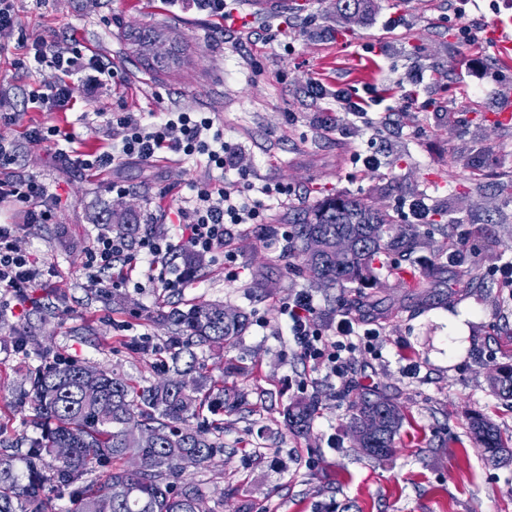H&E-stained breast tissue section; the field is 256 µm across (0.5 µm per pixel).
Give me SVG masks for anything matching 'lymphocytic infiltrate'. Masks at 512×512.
Returning a JSON list of instances; mask_svg holds the SVG:
<instances>
[{"mask_svg": "<svg viewBox=\"0 0 512 512\" xmlns=\"http://www.w3.org/2000/svg\"><path fill=\"white\" fill-rule=\"evenodd\" d=\"M22 48L28 69L47 68L56 73L54 79L44 81L28 97L29 102L46 112L69 109L76 83H103L113 74L111 63L100 56L68 57L47 40L26 42ZM96 116L104 125L115 127L117 144L71 157L59 149L54 153L55 159H70L73 166L83 170L106 171L123 160L153 161L164 150L185 158L203 156L211 166L228 167L243 175L250 171L248 156L225 142L223 128L210 113L118 115L100 109ZM59 134V129L32 125L25 130L23 141L0 137V203H14L23 213L22 224H0V296L14 298L20 307L33 305L32 293L43 285L42 271L52 265L49 257L19 246L20 231L35 224L54 223L61 197L34 177L16 172L14 164L21 144L47 147ZM263 193L259 199L221 185L196 184L187 206L175 211L172 233L154 231L134 243L123 237L98 234L84 256L83 268L96 285L112 288L116 285L113 270L117 262L129 264L140 255L145 262L142 275L147 281L160 282L170 291L185 288L195 275L179 265L180 255L217 253L224 248L233 226L262 223L268 199L287 198L290 190L287 184L277 183L264 187ZM281 313L282 328L291 337L301 360L328 380L344 379L349 357L372 349L379 335L378 330L362 327L343 312L337 313L333 332H325L315 317L311 295L304 291L289 297Z\"/></svg>", "mask_w": 512, "mask_h": 512, "instance_id": "f902f5d3", "label": "lymphocytic infiltrate"}]
</instances>
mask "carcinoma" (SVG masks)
<instances>
[{
	"instance_id": "cac0c4a2",
	"label": "carcinoma",
	"mask_w": 512,
	"mask_h": 512,
	"mask_svg": "<svg viewBox=\"0 0 512 512\" xmlns=\"http://www.w3.org/2000/svg\"><path fill=\"white\" fill-rule=\"evenodd\" d=\"M374 0H336L340 12L358 15ZM167 40L154 26L127 34L132 53L154 70L170 68L174 58L158 52ZM288 225V258L302 260L300 271L318 289L373 288L380 279L381 257L417 265L407 287L427 297L448 287V266L440 262L444 244L428 238L419 224H398L364 198L328 195L307 208L282 217ZM342 238L352 247L336 256ZM154 321L169 326V378L145 385L120 371L88 370L67 363L36 370L31 389L30 425L38 436L28 439L26 473L15 472L12 455L0 452V512H213L201 488L184 477L182 461L191 457L204 467L224 453L222 423L192 428L188 420L221 409L231 413L246 405L203 372L199 353L233 345L248 329V315L219 302L198 301L158 311ZM492 390L512 400V364L490 376ZM350 432L359 453L378 462L391 459L405 414L392 396L379 389L353 394ZM315 400H299L283 411L291 432L307 433L318 413ZM469 432L494 465L512 462V448L485 416L470 417ZM68 448L61 458L56 449ZM106 468L93 476L100 468ZM52 482L62 504L49 507L45 487Z\"/></svg>"
}]
</instances>
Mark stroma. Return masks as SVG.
I'll return each instance as SVG.
<instances>
[{
	"label": "stroma",
	"mask_w": 512,
	"mask_h": 512,
	"mask_svg": "<svg viewBox=\"0 0 512 512\" xmlns=\"http://www.w3.org/2000/svg\"><path fill=\"white\" fill-rule=\"evenodd\" d=\"M15 37L0 50V113L16 117L6 133L20 139L39 123L71 134L73 147L99 151L112 130L107 112H209L224 139L249 155V175L228 169L226 186L260 196L266 185L291 186L288 202L272 206L275 223L288 207L346 191L376 206L402 211L425 197L435 240L470 243V279L421 304L405 288L409 263L384 273L364 321L380 332L371 352L355 358L350 387L297 384L309 370L279 328L281 307L298 289L312 290L280 245L258 224L232 229L226 248L235 277L205 258L198 287L180 294L161 284L137 288L139 269L124 268L123 305L82 270L98 233L112 232L109 210L135 212L141 229L164 226V212L181 206L197 182L212 179L205 158L169 155L151 163L123 161L105 172L80 171L42 147L22 146L18 165L65 197L54 223L22 234V247L48 255L54 273L36 289L22 318L0 312V437L23 453L35 431L30 376L43 360L63 356L103 370L120 369L153 384L164 379L170 332L152 319L168 302L219 301L244 309L251 324L239 342L203 357L225 377L230 363L249 366L246 378L225 377L244 390L246 408L224 414V452L209 467L188 469L215 512H512V465L488 463L471 441L469 416L480 412L512 435V403L489 378L512 362V284L497 269L512 259V121L496 116L512 98V63L489 46L488 24L512 18V0H376L371 13L346 18L335 0H292L280 11H252L249 0H226L224 17L189 0H15ZM164 26L187 56L181 69L145 68L128 52L133 27ZM55 41L65 55L109 59L111 81L76 84L73 109L41 112L28 94L51 71L20 64L17 39ZM366 114H350V104ZM379 166L364 169L362 157ZM131 193L114 198L113 183ZM456 223L457 237L443 227ZM317 320L333 324L338 290H312ZM27 338L26 351L12 338ZM378 387L403 407L396 453L378 463L358 456L349 436L351 390ZM320 411L303 436L283 425L282 409L301 398Z\"/></svg>",
	"instance_id": "1"
}]
</instances>
